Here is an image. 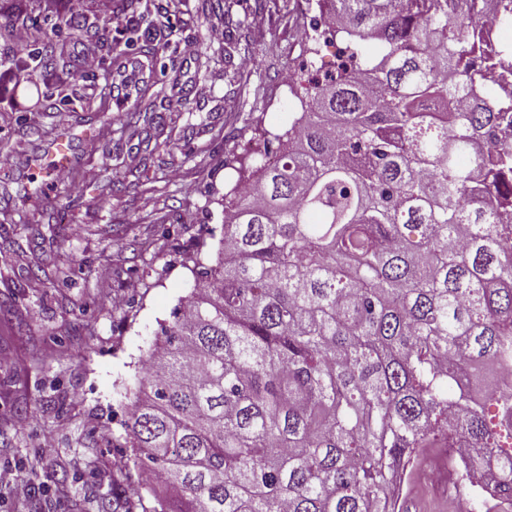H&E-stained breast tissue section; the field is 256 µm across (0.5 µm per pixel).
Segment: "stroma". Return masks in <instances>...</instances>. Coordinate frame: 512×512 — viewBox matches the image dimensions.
I'll return each instance as SVG.
<instances>
[{"mask_svg": "<svg viewBox=\"0 0 512 512\" xmlns=\"http://www.w3.org/2000/svg\"><path fill=\"white\" fill-rule=\"evenodd\" d=\"M107 0H85L112 55L97 72L77 56L87 36L51 39L71 73L70 111L46 101L41 68L0 84V467L30 479L17 500L0 484V512H112V478L133 472L101 433L124 432L142 363L195 282L193 257L212 264L224 195L240 167L263 163L267 132L296 113L282 84L300 70L317 0H243L231 14L183 0L150 43L120 32ZM234 33L216 42L213 25ZM136 70L137 111L111 106L115 62ZM37 106L30 116L29 106ZM72 139L69 183L52 167L60 132ZM123 296L116 307L114 296ZM405 512H482L474 493L415 481Z\"/></svg>", "mask_w": 512, "mask_h": 512, "instance_id": "obj_1", "label": "stroma"}]
</instances>
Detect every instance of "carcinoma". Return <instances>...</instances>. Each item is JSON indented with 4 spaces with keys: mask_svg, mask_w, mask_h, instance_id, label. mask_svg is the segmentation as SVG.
Instances as JSON below:
<instances>
[{
    "mask_svg": "<svg viewBox=\"0 0 512 512\" xmlns=\"http://www.w3.org/2000/svg\"><path fill=\"white\" fill-rule=\"evenodd\" d=\"M485 2L319 0L364 74L308 78L159 324L117 444L159 477L153 512H397L404 465L459 439L461 478L512 504V91ZM16 11V66L65 85L48 31L94 22Z\"/></svg>",
    "mask_w": 512,
    "mask_h": 512,
    "instance_id": "1",
    "label": "carcinoma"
}]
</instances>
